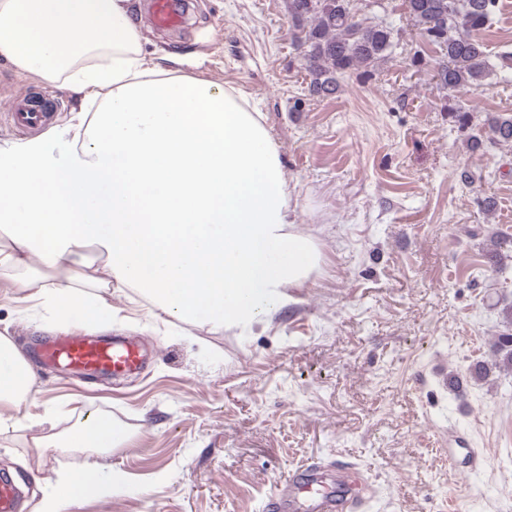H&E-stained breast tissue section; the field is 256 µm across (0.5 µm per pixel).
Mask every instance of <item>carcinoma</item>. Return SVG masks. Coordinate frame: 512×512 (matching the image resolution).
<instances>
[{
	"label": "carcinoma",
	"mask_w": 512,
	"mask_h": 512,
	"mask_svg": "<svg viewBox=\"0 0 512 512\" xmlns=\"http://www.w3.org/2000/svg\"><path fill=\"white\" fill-rule=\"evenodd\" d=\"M410 16L420 26L419 35L437 48L442 88L448 90L446 112L460 127L469 125V110L454 103V93L476 90L492 71L485 43L475 33L491 23L495 0H404ZM293 44L310 79V91L319 97L338 92L340 79L353 73L372 75L397 47L388 24L358 19L352 0H288ZM486 135H472L466 146L481 149L484 141L512 143V115L491 116ZM505 330L489 347L488 358L468 369L469 378L482 381L495 370L512 372V306L502 309Z\"/></svg>",
	"instance_id": "obj_1"
}]
</instances>
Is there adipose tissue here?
I'll return each mask as SVG.
<instances>
[{
    "mask_svg": "<svg viewBox=\"0 0 512 512\" xmlns=\"http://www.w3.org/2000/svg\"><path fill=\"white\" fill-rule=\"evenodd\" d=\"M0 59L79 100L50 136L0 148V269L62 320L108 323L105 288L135 289L156 316L248 326L317 263L296 233L288 180L260 113L232 87L174 74L150 55L134 0H0ZM35 375L0 336V433ZM94 412L34 448L128 446ZM119 471L57 473L35 512L131 492Z\"/></svg>",
    "mask_w": 512,
    "mask_h": 512,
    "instance_id": "adipose-tissue-1",
    "label": "adipose tissue"
}]
</instances>
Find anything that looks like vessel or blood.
Masks as SVG:
<instances>
[{"mask_svg": "<svg viewBox=\"0 0 512 512\" xmlns=\"http://www.w3.org/2000/svg\"><path fill=\"white\" fill-rule=\"evenodd\" d=\"M156 27H179L183 17L179 0H151ZM17 128L41 129L49 126L54 115L41 101H18L11 114ZM37 353L47 364H65L73 370L90 374L125 375L137 370L142 362L139 346L120 336L110 338L87 335L64 336L41 344ZM373 491L371 481L352 464L336 459L333 472H325L318 463L290 471L278 491L264 505L265 512H362Z\"/></svg>", "mask_w": 512, "mask_h": 512, "instance_id": "vessel-or-blood-1", "label": "vessel or blood"}]
</instances>
